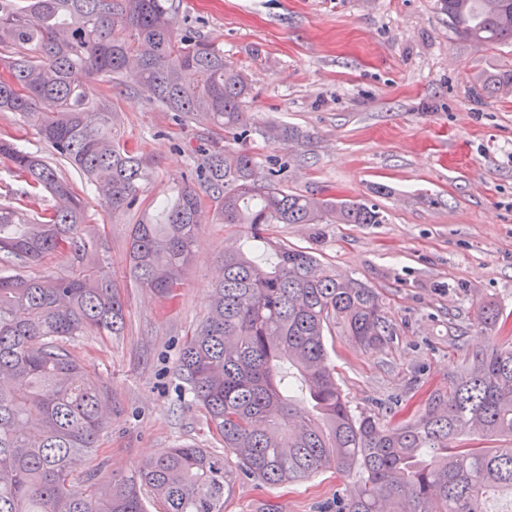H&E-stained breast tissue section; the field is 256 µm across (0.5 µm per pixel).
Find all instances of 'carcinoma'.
<instances>
[{
    "mask_svg": "<svg viewBox=\"0 0 512 512\" xmlns=\"http://www.w3.org/2000/svg\"><path fill=\"white\" fill-rule=\"evenodd\" d=\"M458 37L512 43V0H439ZM181 0H0V112L36 127L54 156L94 187L111 218L139 209L129 277L169 302L185 286L204 209L244 224L246 241L224 251L206 318L183 343L176 372L208 429L224 443L167 448L131 476H80L111 414L104 381L70 355L82 336H118L120 284L88 202L56 166L0 138V161L27 189L0 202V512H224L243 474L268 485L327 468L358 474L336 512H512V342L492 344L448 375V395L398 425L355 415L330 366L325 331L340 327L364 349L394 335L378 294L334 273L315 253L266 236L271 224H380L376 206L291 192L273 171L257 175L247 139L298 141L299 129L260 123L251 86L224 50L178 23ZM105 78L172 113L183 125L234 132L214 145L175 194L146 202L150 159L115 133L109 97L87 98ZM46 192L55 204L33 209ZM62 255L67 271L35 266ZM498 307H479L494 330ZM311 409L297 407L289 379ZM506 441L493 448L489 443Z\"/></svg>",
    "mask_w": 512,
    "mask_h": 512,
    "instance_id": "1",
    "label": "carcinoma"
}]
</instances>
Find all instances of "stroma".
Masks as SVG:
<instances>
[{
  "label": "stroma",
  "instance_id": "1",
  "mask_svg": "<svg viewBox=\"0 0 512 512\" xmlns=\"http://www.w3.org/2000/svg\"><path fill=\"white\" fill-rule=\"evenodd\" d=\"M186 27L248 72L259 120L304 131L306 142L254 136L260 171L271 160L288 190L376 205L380 224H274L269 237L316 252L338 275L375 288L395 336L378 350L341 331L324 343L354 414L396 424L448 391L466 355L512 340V94L481 89L512 71V44L454 35L437 0H183ZM124 139L151 161L147 197L169 193L214 141L231 133L175 123L130 90H113ZM112 267L123 272L139 210L109 218L90 204ZM240 225L203 211L186 285L168 303L125 282V328L72 342L73 357L109 387L112 419L85 462L97 479L121 478L182 444L223 453L202 412L180 394V346L207 315L225 248ZM492 303L495 333L475 323ZM354 475L327 469L292 485L239 478L224 512H335L353 496Z\"/></svg>",
  "mask_w": 512,
  "mask_h": 512
}]
</instances>
